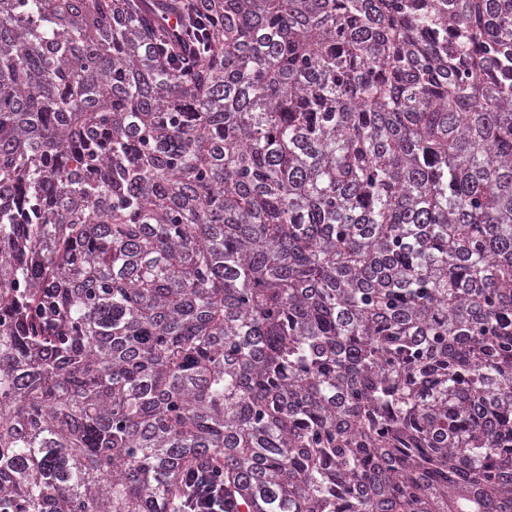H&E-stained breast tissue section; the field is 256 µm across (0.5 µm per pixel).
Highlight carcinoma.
<instances>
[{
  "mask_svg": "<svg viewBox=\"0 0 512 512\" xmlns=\"http://www.w3.org/2000/svg\"><path fill=\"white\" fill-rule=\"evenodd\" d=\"M201 462L512 512V0H0V512Z\"/></svg>",
  "mask_w": 512,
  "mask_h": 512,
  "instance_id": "1",
  "label": "carcinoma"
}]
</instances>
